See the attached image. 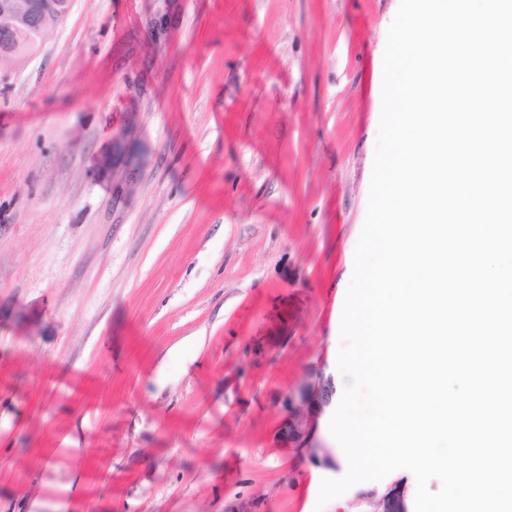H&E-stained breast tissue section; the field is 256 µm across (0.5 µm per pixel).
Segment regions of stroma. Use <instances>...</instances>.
<instances>
[{
  "label": "stroma",
  "mask_w": 512,
  "mask_h": 512,
  "mask_svg": "<svg viewBox=\"0 0 512 512\" xmlns=\"http://www.w3.org/2000/svg\"><path fill=\"white\" fill-rule=\"evenodd\" d=\"M400 0H73L0 79V512L317 508ZM335 396L334 380L319 374L315 381L303 384L298 402L291 395L288 397V422L282 434L291 448L304 453L315 464L333 461L330 449L317 446L314 439L317 417Z\"/></svg>",
  "instance_id": "stroma-1"
}]
</instances>
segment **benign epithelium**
<instances>
[{"label": "benign epithelium", "instance_id": "1", "mask_svg": "<svg viewBox=\"0 0 512 512\" xmlns=\"http://www.w3.org/2000/svg\"><path fill=\"white\" fill-rule=\"evenodd\" d=\"M72 0H0V75L7 73L20 56H28L43 32L54 27L68 15ZM336 386L330 377L318 375L303 384L299 400L288 397V422L283 436L288 445L315 464L332 462L330 449L314 443L317 417L331 405ZM370 512H409L406 489L399 481L390 484L380 496H365Z\"/></svg>", "mask_w": 512, "mask_h": 512}]
</instances>
